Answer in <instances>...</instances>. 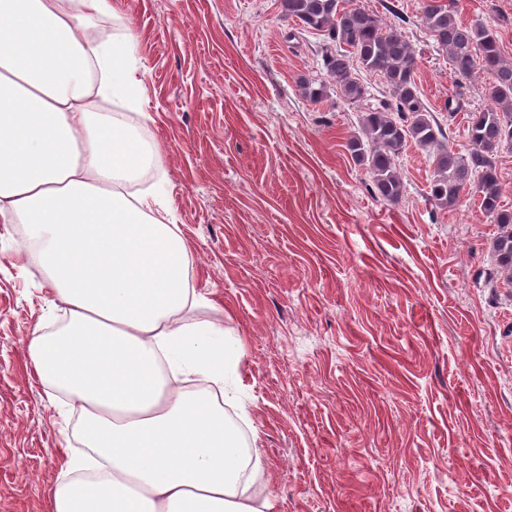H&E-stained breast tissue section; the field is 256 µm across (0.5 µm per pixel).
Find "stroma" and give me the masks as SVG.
Returning a JSON list of instances; mask_svg holds the SVG:
<instances>
[{
	"label": "stroma",
	"instance_id": "obj_1",
	"mask_svg": "<svg viewBox=\"0 0 512 512\" xmlns=\"http://www.w3.org/2000/svg\"><path fill=\"white\" fill-rule=\"evenodd\" d=\"M403 24L416 82L449 144L467 152L483 73L459 79L420 21L423 0H356ZM100 40L135 38L136 104L101 103L163 164L194 257L193 314L237 349L226 381L244 442L262 454L274 512H512V284L483 273L496 224L476 198L442 210L432 162L409 145L403 198H378L346 143L359 114L311 101L322 37L278 0H118ZM512 61V0H451ZM461 106L448 113L449 97ZM21 225L0 223V512H47L77 414L36 377L26 339L64 305L46 290Z\"/></svg>",
	"mask_w": 512,
	"mask_h": 512
}]
</instances>
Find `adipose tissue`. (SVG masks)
I'll list each match as a JSON object with an SVG mask.
<instances>
[{"mask_svg":"<svg viewBox=\"0 0 512 512\" xmlns=\"http://www.w3.org/2000/svg\"><path fill=\"white\" fill-rule=\"evenodd\" d=\"M114 0H0V222L21 224L66 324L35 328L39 379L82 419L48 512H272L257 449L219 401L224 325L189 316L190 249L127 192L164 161L97 99H137L133 38L84 39Z\"/></svg>","mask_w":512,"mask_h":512,"instance_id":"obj_1","label":"adipose tissue"}]
</instances>
